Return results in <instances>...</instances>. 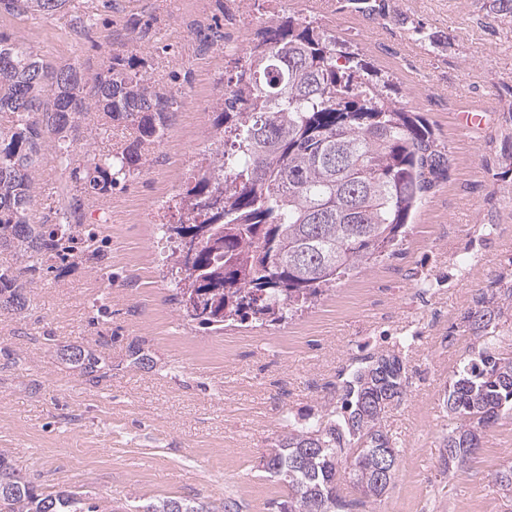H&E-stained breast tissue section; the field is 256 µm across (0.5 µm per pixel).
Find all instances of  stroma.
I'll list each match as a JSON object with an SVG mask.
<instances>
[{
  "mask_svg": "<svg viewBox=\"0 0 512 512\" xmlns=\"http://www.w3.org/2000/svg\"><path fill=\"white\" fill-rule=\"evenodd\" d=\"M232 0H72L21 18L0 14L50 68L101 69L130 49L128 23L151 24L141 42L151 76H176L180 104L151 162L127 186L86 200L75 235L94 233L111 265L94 272L60 263L36 274L22 316L0 315V454L45 493L81 492L105 512H135L161 498H199L236 512H277L286 488L260 459L288 421L320 413L341 375L365 359L401 353L409 387L384 423L398 441L396 478L355 512H512L496 474L512 465V419L488 431L465 467L443 472L445 392L471 352L464 317L512 269V20L487 0H387L359 11L351 0H259L262 21L284 11L316 18L393 76L407 110L423 113L448 148L446 180L428 192L400 252L338 285L281 323L216 333L185 320L172 300L159 227L210 146V104L235 66L228 42L253 38L225 23L202 40ZM480 108L484 126L457 127ZM35 223L55 221L76 195L64 156L37 160ZM447 279L430 326L413 297L414 275ZM145 341L149 360L133 364ZM94 349L109 366L99 383L62 360L61 346Z\"/></svg>",
  "mask_w": 512,
  "mask_h": 512,
  "instance_id": "1",
  "label": "stroma"
}]
</instances>
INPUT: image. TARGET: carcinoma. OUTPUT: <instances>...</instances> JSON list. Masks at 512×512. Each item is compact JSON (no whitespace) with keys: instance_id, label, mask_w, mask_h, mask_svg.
<instances>
[{"instance_id":"carcinoma-1","label":"carcinoma","mask_w":512,"mask_h":512,"mask_svg":"<svg viewBox=\"0 0 512 512\" xmlns=\"http://www.w3.org/2000/svg\"><path fill=\"white\" fill-rule=\"evenodd\" d=\"M68 0H0V13L50 14ZM142 61L113 51L91 75L71 65L52 74L16 38L0 33V251L15 266L0 268V312L22 315L35 273L71 257L107 267L92 237L77 242L70 219L35 224L37 158L44 148L66 152L84 193L103 195L150 161L179 106L177 92L141 71ZM390 76L350 50L315 19L277 14L237 60L212 104V144L193 182L180 194V231L201 238L190 272L180 250L170 271L180 295L199 294L202 313L190 321L221 331L234 323L274 325L318 300L341 280L392 255L403 244L422 197L446 176L448 149L422 116L401 106ZM102 114L104 131H132L121 151L100 156L83 117ZM501 295H481L465 316L476 344L447 390V472L478 448L500 419L512 417V352L488 340L512 313V274ZM66 360L94 381L105 363L80 346ZM409 381L403 358L381 355L353 370L341 406L288 425L262 456L264 472L287 488L280 512H347L360 504L341 485H363L378 500V450L400 457L383 424ZM0 512H97L83 494H43L0 459ZM140 512H214L202 501L159 499Z\"/></svg>"}]
</instances>
